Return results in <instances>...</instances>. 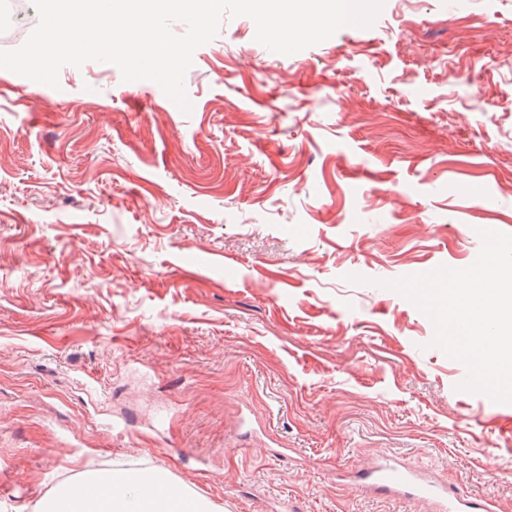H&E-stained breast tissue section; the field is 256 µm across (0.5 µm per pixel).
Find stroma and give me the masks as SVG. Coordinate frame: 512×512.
<instances>
[{"instance_id":"stroma-1","label":"stroma","mask_w":512,"mask_h":512,"mask_svg":"<svg viewBox=\"0 0 512 512\" xmlns=\"http://www.w3.org/2000/svg\"><path fill=\"white\" fill-rule=\"evenodd\" d=\"M255 31L196 49L187 114L110 64L0 69V512L128 467L211 512H431L356 486L381 455L512 512V403L385 286L512 235V0Z\"/></svg>"}]
</instances>
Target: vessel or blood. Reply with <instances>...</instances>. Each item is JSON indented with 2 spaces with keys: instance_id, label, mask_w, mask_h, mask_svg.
I'll return each instance as SVG.
<instances>
[{
  "instance_id": "1",
  "label": "vessel or blood",
  "mask_w": 512,
  "mask_h": 512,
  "mask_svg": "<svg viewBox=\"0 0 512 512\" xmlns=\"http://www.w3.org/2000/svg\"><path fill=\"white\" fill-rule=\"evenodd\" d=\"M361 470L371 487L381 494L409 490L416 499L429 503L442 501L445 512H493L490 499L463 493L452 485L422 483L417 469L390 459L369 462Z\"/></svg>"
}]
</instances>
